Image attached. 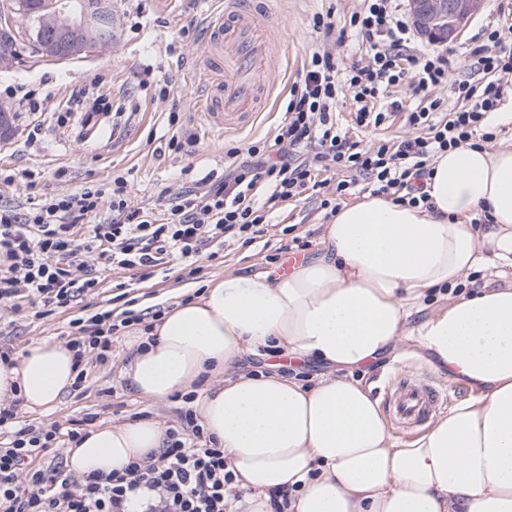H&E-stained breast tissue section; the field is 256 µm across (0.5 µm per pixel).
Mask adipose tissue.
<instances>
[{
	"mask_svg": "<svg viewBox=\"0 0 512 512\" xmlns=\"http://www.w3.org/2000/svg\"><path fill=\"white\" fill-rule=\"evenodd\" d=\"M427 206L382 196L340 206L316 252L281 277L210 281L144 334L125 375L155 402L196 391L252 512L287 492L288 512H512V143L436 156ZM490 222L475 227V218ZM484 272L482 283L470 276ZM458 297L430 304L436 289ZM414 340L437 374L470 391L408 442L394 439L369 387L346 370ZM258 348L328 366L313 385L233 374ZM211 376L200 386L203 376ZM76 377L68 348L38 342L0 361V401L54 407ZM152 419L90 429L71 472L124 468L158 452Z\"/></svg>",
	"mask_w": 512,
	"mask_h": 512,
	"instance_id": "adipose-tissue-1",
	"label": "adipose tissue"
}]
</instances>
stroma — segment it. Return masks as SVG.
Here are the masks:
<instances>
[{
  "label": "stroma",
  "mask_w": 512,
  "mask_h": 512,
  "mask_svg": "<svg viewBox=\"0 0 512 512\" xmlns=\"http://www.w3.org/2000/svg\"><path fill=\"white\" fill-rule=\"evenodd\" d=\"M269 29L278 45L280 84L266 111L246 127L220 135L208 133L196 104L207 87L202 58L206 23L220 7L218 0H112L117 33L111 46L94 47L68 60L56 61L33 53L26 36H19L16 58L0 66V108L5 109L10 132L0 141V204L26 207L49 191L63 192L90 185L106 177L121 176L128 181V203L162 211L170 194L181 187L179 173L191 169L192 179L219 177L225 170L229 148H244L263 140L278 125L289 92L313 52L328 51L344 67L366 62L361 42L349 26L362 0H268ZM329 16L343 29V41L324 39L315 30L316 15ZM512 25V0H485L482 11L470 20L454 40L443 43L449 60V76L480 83L483 79L471 56L473 38L491 25ZM23 87L34 93L42 107L36 143L21 138V117L5 88ZM106 94L113 113L107 122L114 129L112 140L86 139L80 112L68 111L66 101L78 94ZM178 113L184 135L190 143L170 146V113ZM28 172L25 181L4 183L8 174ZM349 174L329 175L319 189L305 188L292 201L272 210V225L252 241L226 240L216 260L204 263L202 271L189 275L182 265H173L165 279L139 282L131 273L116 270L100 292L74 301L71 311H55L37 319L28 311L0 310V348L20 352L34 342L64 344L71 315L113 310L124 305L116 301V284L126 286L136 309L168 311L177 302L197 297L207 282L227 275L265 271L276 273L269 259L278 247L296 237L305 242V255L317 247L321 226L330 218L323 200L350 203L367 194L366 182H358L345 194L336 185ZM138 326L122 329L112 338V353L106 363H93L80 387L71 389L46 411L19 408L21 425H59L72 428L75 421L94 415L96 424L124 423L133 417L157 420L164 427L180 426L187 408L183 399L153 402L140 397L125 376V368L136 351ZM246 373L277 371L303 382L325 373L324 365L290 359L274 352L245 355L237 365ZM410 373L435 382L449 394V404L468 397L469 391L448 377L433 373L419 357L414 341H401L383 360L354 370L353 378L370 386L374 398H382L384 387L398 375Z\"/></svg>",
  "instance_id": "1"
}]
</instances>
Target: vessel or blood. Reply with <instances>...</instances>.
<instances>
[{"label":"vessel or blood","mask_w":512,"mask_h":512,"mask_svg":"<svg viewBox=\"0 0 512 512\" xmlns=\"http://www.w3.org/2000/svg\"><path fill=\"white\" fill-rule=\"evenodd\" d=\"M267 17L266 0H225L207 22L204 65L210 85L198 109L215 128L238 130L252 122L276 83ZM445 397L433 384L403 378L385 391L383 402L399 423L417 428Z\"/></svg>","instance_id":"vessel-or-blood-1"}]
</instances>
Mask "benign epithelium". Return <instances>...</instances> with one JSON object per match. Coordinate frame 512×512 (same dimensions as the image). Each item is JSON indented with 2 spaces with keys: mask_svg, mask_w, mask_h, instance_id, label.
<instances>
[{
  "mask_svg": "<svg viewBox=\"0 0 512 512\" xmlns=\"http://www.w3.org/2000/svg\"><path fill=\"white\" fill-rule=\"evenodd\" d=\"M485 0H408L409 12L418 30L443 41L455 38L478 15ZM45 11L47 29L41 52L53 59H69L78 54L77 32L99 41L114 32L111 5L107 0H49Z\"/></svg>",
  "mask_w": 512,
  "mask_h": 512,
  "instance_id": "benign-epithelium-1",
  "label": "benign epithelium"
}]
</instances>
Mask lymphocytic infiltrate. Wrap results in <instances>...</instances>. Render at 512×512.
Segmentation results:
<instances>
[{"instance_id": "lymphocytic-infiltrate-1", "label": "lymphocytic infiltrate", "mask_w": 512, "mask_h": 512, "mask_svg": "<svg viewBox=\"0 0 512 512\" xmlns=\"http://www.w3.org/2000/svg\"><path fill=\"white\" fill-rule=\"evenodd\" d=\"M350 24L367 44V63L345 77L329 52L314 53L272 138L229 149L228 175L177 193L164 213L129 207L120 176L44 194L24 210L1 205L0 304L15 312L37 303L66 308L101 288L116 269L145 282L175 261L215 259L224 241L263 235L270 209L314 184L321 171L353 172L369 180L374 195L426 203L424 180L435 156L470 142L512 90V41L499 28L488 31L486 44L472 51L485 75L474 85L450 80L447 58L418 47L395 0H364ZM399 85L424 103L408 112L410 136L366 146L337 131L339 94L354 103L356 127L376 128L390 112L403 110L396 100L381 104ZM449 97L464 101V108L446 111ZM144 318L133 309L118 321L108 311L72 318L66 346L78 379H85L90 359H105L114 334ZM16 418L15 406L0 407V429H13L0 447V512H130L133 503L139 512H229L233 473L194 411H186L184 430H168L158 453L120 471L88 475L62 472L45 460L52 449L80 442L81 431L55 424L18 429Z\"/></svg>"}]
</instances>
